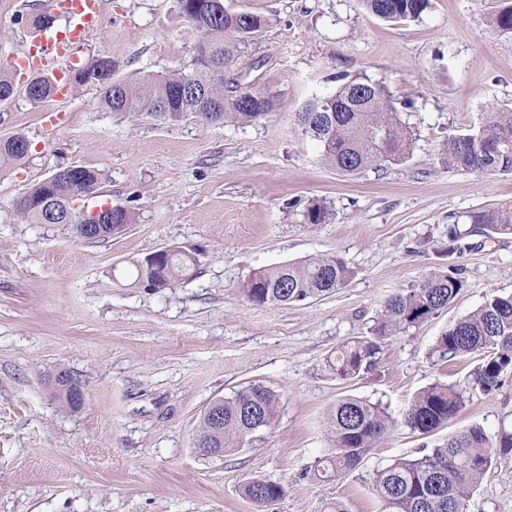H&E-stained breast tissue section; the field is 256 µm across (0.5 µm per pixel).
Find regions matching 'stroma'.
Returning a JSON list of instances; mask_svg holds the SVG:
<instances>
[{"instance_id": "obj_1", "label": "stroma", "mask_w": 512, "mask_h": 512, "mask_svg": "<svg viewBox=\"0 0 512 512\" xmlns=\"http://www.w3.org/2000/svg\"><path fill=\"white\" fill-rule=\"evenodd\" d=\"M412 21H385L360 0H224L264 16L248 48L251 77L277 96L255 124L203 127L106 112L97 87L32 104L18 76L0 103V136L24 133L25 161L0 175V512H257L240 485L281 483L269 512H377L369 473L479 423L512 420V374L474 394L447 428L424 439L399 426L359 469L332 481L306 477L332 450L327 413L356 396L399 414L435 381L464 379L472 359L441 362L430 349L485 295L512 291V237L480 233L459 263L466 287L439 317L387 340L377 369L342 381L337 347L367 335L383 303L447 264L441 250L456 216L512 205V176L449 170L450 135L485 113L512 109V32L490 24L512 0H432ZM44 0H0V64L36 34ZM195 31L178 0H107L77 54L111 57L115 77L190 67ZM383 81L417 140L403 164L346 176L324 164L297 114L342 77ZM103 171L87 209L121 206L135 224L100 243L59 224L14 220L12 205L61 167ZM333 218L309 224L311 202ZM195 252L197 273L160 292L127 288L112 273L165 248ZM335 254L355 271L329 296L252 306L236 285L251 269ZM64 369L85 390L69 410L44 376ZM258 383L279 398L268 429L242 448L203 456L200 418L215 398ZM469 512H512V462L488 473Z\"/></svg>"}]
</instances>
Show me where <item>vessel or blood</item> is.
I'll use <instances>...</instances> for the list:
<instances>
[{"mask_svg":"<svg viewBox=\"0 0 512 512\" xmlns=\"http://www.w3.org/2000/svg\"><path fill=\"white\" fill-rule=\"evenodd\" d=\"M53 11L63 15L66 26L31 45L27 67L39 68L57 58H73L76 48L100 22L104 0H50Z\"/></svg>","mask_w":512,"mask_h":512,"instance_id":"1","label":"vessel or blood"}]
</instances>
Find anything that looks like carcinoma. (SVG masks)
<instances>
[{"mask_svg": "<svg viewBox=\"0 0 512 512\" xmlns=\"http://www.w3.org/2000/svg\"><path fill=\"white\" fill-rule=\"evenodd\" d=\"M374 16L387 20H415L431 0H362ZM182 15L197 34L192 68L161 74L142 73L116 78L112 59L92 58L76 72L75 84L99 88L107 112L175 124L193 119L202 126L256 123L276 105V95L265 88L232 86L226 73L242 63L244 49L265 29L260 16L237 11L224 14V0H180ZM27 99L38 104L60 90L53 74L29 76ZM297 121L305 136L315 141L321 160L345 175L368 169L383 170L402 164L413 152L416 134L401 119L384 83L368 76L345 80L330 94L309 101ZM22 133L0 138V173L20 165L27 153L17 147ZM442 163L457 171L488 176H512V112H488L479 126L448 138ZM104 174L81 166L65 167L37 182L21 196L12 215L27 224H63L79 241L99 242L135 223L132 211L111 207L90 214L76 203L94 195ZM328 207L313 202L307 223L326 224ZM103 224L104 234L88 237L85 225ZM512 235V208H477L448 225L444 253L448 265L426 275L417 286L387 299L374 320L370 335L342 345L329 361L342 380L374 371L382 344L438 317L465 288L455 260L472 248L474 233ZM197 266L196 254L178 250L171 265L147 275L161 290L173 288ZM354 270L343 258L326 255L269 268L251 270L237 293L252 306L290 304L317 299L345 286ZM431 355L441 360L476 358L478 364L462 382L432 383L415 394L399 416L366 399L348 396L328 412L334 455L320 457L305 471L317 480H333L356 470L381 438L397 425L429 435L448 425L476 391L496 392L502 378L512 373V293H491L473 312L457 319L436 339ZM276 395L260 384H250L224 398V430L215 432L202 418L197 436L226 448H239L254 434L270 427L276 414ZM512 461V425L501 423L490 434L471 424L433 448H421L376 466L370 472L371 489L380 512H468L471 493L497 464ZM241 495L258 512L278 501L283 486L272 480L250 479Z\"/></svg>", "mask_w": 512, "mask_h": 512, "instance_id": "1", "label": "carcinoma"}]
</instances>
